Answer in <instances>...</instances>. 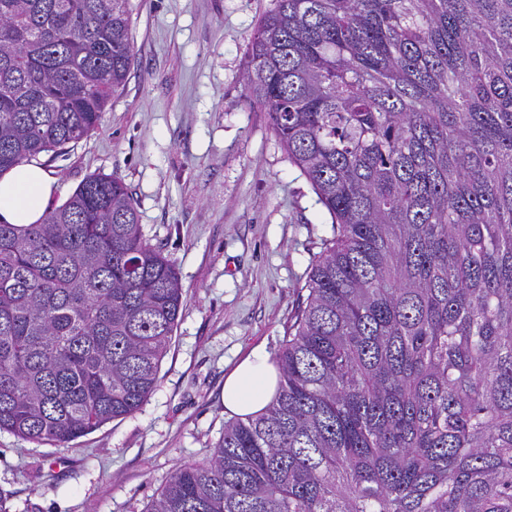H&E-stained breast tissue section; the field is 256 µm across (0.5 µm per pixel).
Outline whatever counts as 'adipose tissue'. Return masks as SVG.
Listing matches in <instances>:
<instances>
[{"instance_id":"1","label":"adipose tissue","mask_w":512,"mask_h":512,"mask_svg":"<svg viewBox=\"0 0 512 512\" xmlns=\"http://www.w3.org/2000/svg\"><path fill=\"white\" fill-rule=\"evenodd\" d=\"M58 188L54 177L34 162L0 174V220L10 224L40 222ZM279 370L266 348L254 346L224 380V412L247 419L264 412L274 398Z\"/></svg>"}]
</instances>
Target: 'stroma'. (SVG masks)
<instances>
[{"instance_id": "stroma-1", "label": "stroma", "mask_w": 512, "mask_h": 512, "mask_svg": "<svg viewBox=\"0 0 512 512\" xmlns=\"http://www.w3.org/2000/svg\"><path fill=\"white\" fill-rule=\"evenodd\" d=\"M271 0H131L135 58L95 133L37 162L64 203L116 175L143 232L179 274L183 309L139 411L67 446L0 432L14 512H143L179 465L224 432V375L287 340L331 218L244 86L246 46Z\"/></svg>"}]
</instances>
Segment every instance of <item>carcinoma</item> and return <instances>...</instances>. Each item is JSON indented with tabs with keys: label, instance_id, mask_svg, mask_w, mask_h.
<instances>
[{
	"label": "carcinoma",
	"instance_id": "1",
	"mask_svg": "<svg viewBox=\"0 0 512 512\" xmlns=\"http://www.w3.org/2000/svg\"><path fill=\"white\" fill-rule=\"evenodd\" d=\"M130 0H0V174L94 132ZM251 102L332 219L277 394L145 512H512V0H272ZM122 181L0 222V431L154 392L183 300Z\"/></svg>",
	"mask_w": 512,
	"mask_h": 512
}]
</instances>
